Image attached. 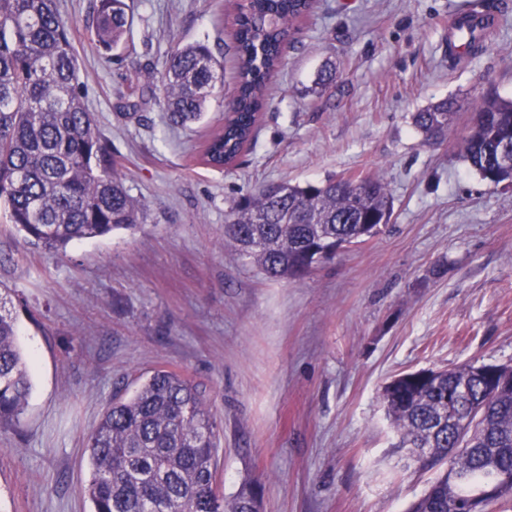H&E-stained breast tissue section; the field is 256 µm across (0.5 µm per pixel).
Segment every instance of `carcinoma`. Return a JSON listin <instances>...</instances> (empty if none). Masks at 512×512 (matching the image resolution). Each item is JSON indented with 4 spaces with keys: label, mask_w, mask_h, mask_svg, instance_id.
Wrapping results in <instances>:
<instances>
[{
    "label": "carcinoma",
    "mask_w": 512,
    "mask_h": 512,
    "mask_svg": "<svg viewBox=\"0 0 512 512\" xmlns=\"http://www.w3.org/2000/svg\"><path fill=\"white\" fill-rule=\"evenodd\" d=\"M317 0H243L233 33L236 93L224 124L206 139L202 162L223 168L254 143L264 93L287 37ZM95 48L110 52L130 29L125 0H99ZM152 86L167 120L201 119L223 90L224 62L202 42L177 48ZM71 25L54 0H0V202L24 240L62 251L74 240L143 223L108 141L83 104ZM462 105L443 99L412 117L425 139L448 134ZM462 154L482 180L512 185V98L470 107ZM393 198L380 180L330 176L304 184L272 181L244 195L224 240L266 278H299L391 222ZM16 318L0 293V425L19 424L30 394L29 361ZM511 364L471 362L399 374L382 387L400 447L422 471H436L408 512H486L512 507ZM457 422L448 425V401ZM218 425L205 390L157 371L127 398L112 400L89 438L85 494L93 512H259L261 488L244 484L231 508L213 493Z\"/></svg>",
    "instance_id": "carcinoma-1"
}]
</instances>
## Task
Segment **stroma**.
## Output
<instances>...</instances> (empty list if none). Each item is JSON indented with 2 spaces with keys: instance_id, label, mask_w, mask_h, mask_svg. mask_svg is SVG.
<instances>
[{
  "instance_id": "1",
  "label": "stroma",
  "mask_w": 512,
  "mask_h": 512,
  "mask_svg": "<svg viewBox=\"0 0 512 512\" xmlns=\"http://www.w3.org/2000/svg\"><path fill=\"white\" fill-rule=\"evenodd\" d=\"M318 2L269 84L253 146L219 171L200 149L235 87L237 0H126L130 30L108 58L93 44L98 0H56L85 107L147 221L58 254L25 244L0 206V286L32 382L19 427H0V512H91L90 434L157 369L207 389L225 498L250 480L261 512H405L430 476L398 446L384 383L512 363V186L464 160L469 113L441 143L411 123L448 97H512V0ZM469 11L494 13L497 29L451 56L448 18ZM195 42L224 61L204 118L170 127L153 96L124 116L132 90ZM327 63L336 80L314 95ZM354 171L387 185L392 220L303 279H266L225 243L242 194Z\"/></svg>"
}]
</instances>
